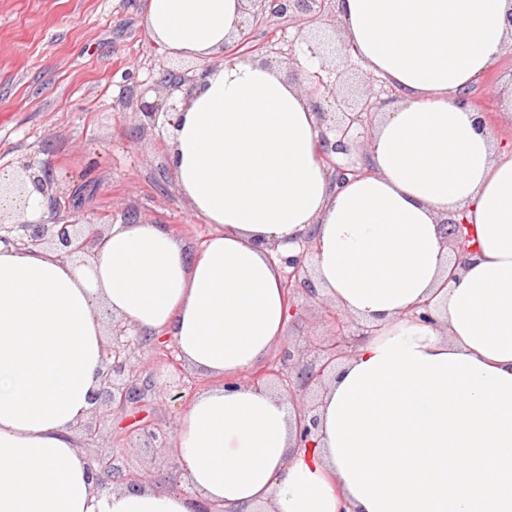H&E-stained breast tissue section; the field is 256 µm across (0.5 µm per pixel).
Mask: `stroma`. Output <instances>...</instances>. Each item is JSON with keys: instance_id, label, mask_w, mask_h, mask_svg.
<instances>
[{"instance_id": "35a3bbf8", "label": "stroma", "mask_w": 512, "mask_h": 512, "mask_svg": "<svg viewBox=\"0 0 512 512\" xmlns=\"http://www.w3.org/2000/svg\"><path fill=\"white\" fill-rule=\"evenodd\" d=\"M148 0H0V171L16 175L26 162L47 166L53 174L49 193L68 196L86 187L80 212L97 224H117L128 210L141 220L165 225L188 244L198 245L213 228L195 216L178 192L167 163L166 124L137 113L140 102L179 104L180 89L161 84L163 71L186 78L223 62V54L206 58L175 56L152 39L143 19ZM309 33L299 22L274 19L264 28L265 47L255 59L294 82L304 72L299 57ZM323 77L335 80L331 109L348 111L368 88L363 64L344 69L333 60L320 62ZM476 106L487 113L504 148L512 149V49H507L472 90ZM295 318L271 351L277 361L291 351L307 364L318 345L337 329L352 332L356 317L332 300L296 294ZM140 366L154 374L156 388L139 403L104 420L97 440L85 443L88 456L112 453L121 467L144 484L169 487L177 461L170 448H140L134 428L157 424L174 431L182 405L161 390L171 381L169 367L153 349H145Z\"/></svg>"}]
</instances>
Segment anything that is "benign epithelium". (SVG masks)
Wrapping results in <instances>:
<instances>
[{
    "label": "benign epithelium",
    "mask_w": 512,
    "mask_h": 512,
    "mask_svg": "<svg viewBox=\"0 0 512 512\" xmlns=\"http://www.w3.org/2000/svg\"><path fill=\"white\" fill-rule=\"evenodd\" d=\"M246 2V13L250 17L252 26L271 18L285 17H301L313 26L325 12L326 4H332L335 0H246ZM310 77L313 89L309 90V96L322 121L326 122L318 145L331 175L349 173L358 176L367 173V165L358 166L347 161V158L364 146L365 139L368 137L370 118L382 104L381 99L378 94L371 92L360 99L352 111L343 113V117L336 121L325 112V103L336 98V85L324 81L317 72L310 74ZM23 170L24 174L18 179L6 184L0 183V199H6L11 203L9 209L0 210V242L12 243L29 251L52 248L62 257L87 261L100 249L104 240L101 225L91 222L48 224L23 220L29 187L32 186L45 194L52 183L51 172L44 166L36 167L27 163L23 165ZM442 225L445 228L446 241L453 247L455 260L462 261L469 253L466 236L458 229L452 217L443 221ZM312 253H314V235L310 234L305 238L299 255L282 259L283 265L288 268V271L284 272L287 300H292L294 294L300 290L311 298H320L318 288L315 287L304 265V259ZM377 331L378 327L366 325L358 328L357 333L352 335L340 332L336 334L335 340L326 343L320 349L318 368H302L295 371V382L286 384L285 391L288 392V401L293 406L299 441H309L317 426L314 409L304 403L302 392L314 382L333 374L339 360L348 356L349 348L365 337L375 335ZM142 345L143 341L139 337L128 334L127 326L118 321L112 322V343L105 348L106 369L101 374L102 388L92 398L95 402L96 421L85 424L84 430L87 436L95 437L98 433L97 423L139 401L145 384L140 382V373L136 368L135 360L138 359V351ZM282 373L283 369L271 367L265 374H252L243 379L239 378L235 384L262 388L268 386L266 375L278 376ZM139 436L144 438L149 448L173 446L167 433L148 424L140 428ZM92 471L97 486L102 489L108 488L109 483L114 480L121 481L132 489L141 485L139 477L125 474L115 467L110 455H101L92 459Z\"/></svg>",
    "instance_id": "1"
}]
</instances>
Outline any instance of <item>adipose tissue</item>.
<instances>
[{"label":"adipose tissue","instance_id":"1","mask_svg":"<svg viewBox=\"0 0 512 512\" xmlns=\"http://www.w3.org/2000/svg\"><path fill=\"white\" fill-rule=\"evenodd\" d=\"M344 37L398 92L374 125L370 174L334 182L308 96L257 61L227 60L182 95L167 126L181 195L214 228L200 249L163 225L116 224L89 265L0 243V512H368L330 445L328 407L428 300L422 354L467 355L512 375V152L467 96L512 45V0H338ZM245 0H148L144 24L175 56L241 34ZM474 247L456 281L443 218ZM314 235L313 281L378 333L343 361L297 442L287 397L236 385L280 341L278 256ZM222 382L176 423L182 487L97 489L74 429L100 386L104 313Z\"/></svg>","mask_w":512,"mask_h":512}]
</instances>
